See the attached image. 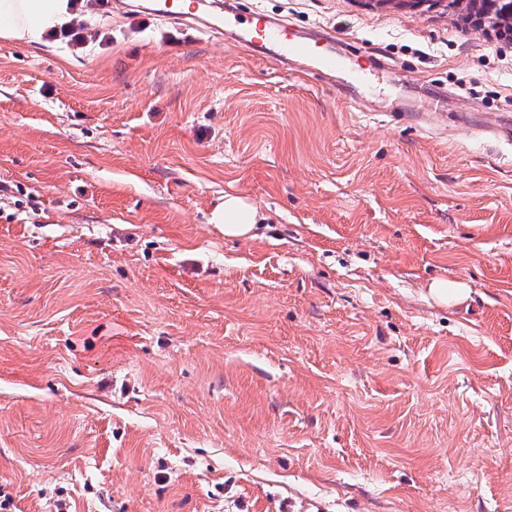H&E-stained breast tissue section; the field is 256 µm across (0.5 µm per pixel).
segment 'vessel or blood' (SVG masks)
Here are the masks:
<instances>
[{"instance_id": "1", "label": "vessel or blood", "mask_w": 512, "mask_h": 512, "mask_svg": "<svg viewBox=\"0 0 512 512\" xmlns=\"http://www.w3.org/2000/svg\"><path fill=\"white\" fill-rule=\"evenodd\" d=\"M152 12L164 21L193 20L205 31H232L242 46L259 57L299 58L326 74L344 66L340 57L322 53L315 44L297 40L287 25L261 14L244 18L228 11L222 16L207 18L201 9L186 11L182 0H154Z\"/></svg>"}]
</instances>
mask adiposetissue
I'll use <instances>...</instances> for the list:
<instances>
[{
    "label": "adipose tissue",
    "mask_w": 512,
    "mask_h": 512,
    "mask_svg": "<svg viewBox=\"0 0 512 512\" xmlns=\"http://www.w3.org/2000/svg\"><path fill=\"white\" fill-rule=\"evenodd\" d=\"M71 0H0V36L25 45L41 44L43 36L70 21ZM260 220L257 208L237 195H225L210 221L230 238L251 236Z\"/></svg>",
    "instance_id": "1"
}]
</instances>
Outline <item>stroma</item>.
Instances as JSON below:
<instances>
[{"mask_svg": "<svg viewBox=\"0 0 512 512\" xmlns=\"http://www.w3.org/2000/svg\"><path fill=\"white\" fill-rule=\"evenodd\" d=\"M126 3L103 48L0 37V500L512 512V43L235 0L328 79ZM229 193L254 237L209 223Z\"/></svg>", "mask_w": 512, "mask_h": 512, "instance_id": "1", "label": "stroma"}]
</instances>
